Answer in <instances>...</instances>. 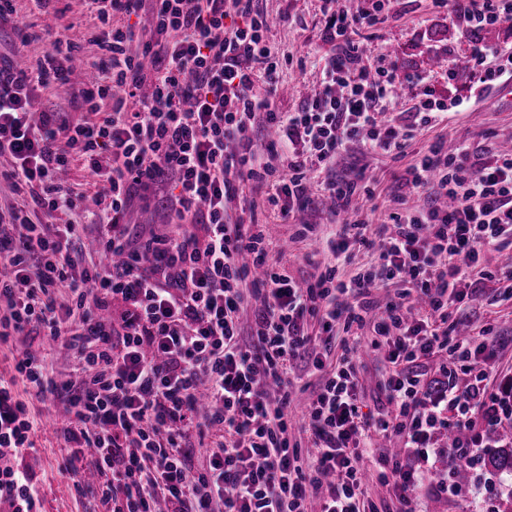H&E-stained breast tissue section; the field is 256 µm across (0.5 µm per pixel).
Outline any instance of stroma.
<instances>
[{
	"instance_id": "stroma-1",
	"label": "stroma",
	"mask_w": 512,
	"mask_h": 512,
	"mask_svg": "<svg viewBox=\"0 0 512 512\" xmlns=\"http://www.w3.org/2000/svg\"><path fill=\"white\" fill-rule=\"evenodd\" d=\"M14 5L16 11L10 22L0 26V50L8 52L13 60L42 55L67 26L83 39L76 58L98 55V47L86 41L98 22L90 15L85 0H52L46 9L37 7L34 0H14ZM260 7L274 20L266 36L282 53L303 49L310 52L304 63L287 62L281 70L285 86L293 87L294 92L281 95L278 106L291 111L303 101L300 88L311 87L316 80L318 56L332 49L321 35L320 0H261ZM24 33L35 34V41L22 45L20 36ZM357 38L369 47L387 48L403 72L432 71L436 94L452 97L463 93V78L449 80L445 70L437 68L436 63L441 56L451 60L461 58L468 45L460 31L449 25L446 15L433 8L431 0H400L384 24L375 30H359ZM454 139L478 148L512 144V93L492 90L479 102L477 111L454 112L447 120L422 129L400 154L351 147L338 159L335 173L340 178L362 181L365 190L357 196V205L372 210L374 222H382L393 206L398 177L432 144ZM328 209V201L319 200L315 208L297 213L294 222L287 224L281 220L278 208L267 205L259 209L258 218L268 224L274 241L283 251L282 264L290 275L307 279L315 274L317 266L326 265L327 259L318 253L315 242L300 237L299 230L305 223L325 225ZM168 214L164 195L152 194L147 199L134 200L129 214L131 231L149 237L151 231L163 230ZM466 307L472 334L478 336L487 331L500 340L499 378L512 377V304L493 303L483 296L468 301ZM14 355V342H0V380L13 382L18 399L26 402L31 414L43 417L45 424L33 435V448L7 456V463L27 468L35 475L43 512H97L96 502L79 493L71 477L61 470L69 450L52 424L60 405L28 394L14 370ZM357 364L362 410L378 414L387 405L381 388L389 371L384 354L379 351L361 355ZM454 470V462L447 455H440L426 488L415 501L416 512H498L502 501L512 493V476L481 467L473 471L466 495L435 492L437 483L454 482Z\"/></svg>"
}]
</instances>
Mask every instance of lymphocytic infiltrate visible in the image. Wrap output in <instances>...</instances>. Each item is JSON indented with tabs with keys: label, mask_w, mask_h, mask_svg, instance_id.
I'll return each instance as SVG.
<instances>
[{
	"label": "lymphocytic infiltrate",
	"mask_w": 512,
	"mask_h": 512,
	"mask_svg": "<svg viewBox=\"0 0 512 512\" xmlns=\"http://www.w3.org/2000/svg\"><path fill=\"white\" fill-rule=\"evenodd\" d=\"M397 2L360 0L351 13L321 0L334 53L292 112L276 104L283 57L264 36L259 0H88L102 55L86 61L94 77L80 91L87 116L77 122L41 105L42 93L69 82L68 32L22 66L0 54V157L11 159L6 179L22 199L0 212L1 224L21 229L18 240L0 237V340L38 332L75 349L76 384L22 345L14 369L36 398L64 400L58 431L72 453L62 469L100 512H308L311 503L318 512H415L435 437L456 433L448 453L468 466L512 420V394L487 390L496 343L461 335L449 314L488 284L512 281V263L483 265L487 253L512 249V150L435 144L399 178L387 223L356 218L330 236L305 225L334 259L310 280L272 258L273 241L253 218L260 195L285 221L316 197L348 210L358 183L332 170L349 146L402 152L419 130L512 78V44L483 37L512 22V0H432L471 46L463 67L439 61L449 77L465 76L464 94L450 98L437 97L427 75L399 77L387 54L366 55L353 40L355 28L384 24ZM405 100L413 111L404 121L394 110ZM255 128L274 132L267 152L246 138ZM77 161L101 188L89 214L62 179ZM157 191L173 226L132 247L131 200ZM410 193L423 204L406 207ZM91 224L111 263L82 252ZM357 244L378 246L377 268L337 279L336 262ZM391 283L403 289L372 323L371 345L386 347L392 366L389 409L376 417L358 397L360 336L333 369L322 356L337 322L363 327L373 290ZM254 297L262 305L246 341L240 312ZM435 357L445 360L441 377L418 371ZM308 368L322 381L304 414L312 446L303 451L288 438V413ZM38 425L0 382V450L31 447ZM218 431L205 467L193 468L196 443ZM393 435L403 452L381 446ZM86 458L90 478L78 467ZM372 475L392 486L390 506L366 498ZM0 506L42 512L33 475L1 467Z\"/></svg>",
	"instance_id": "1"
}]
</instances>
